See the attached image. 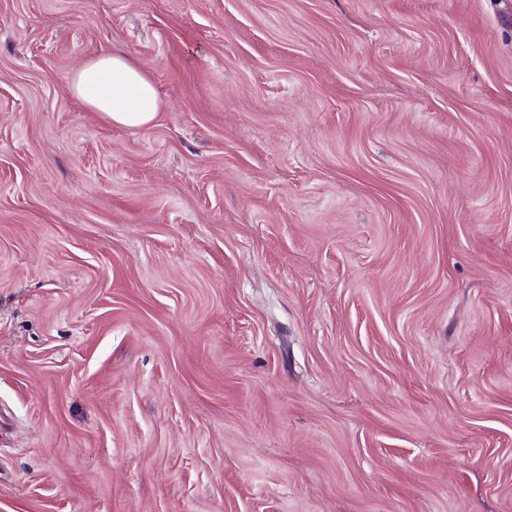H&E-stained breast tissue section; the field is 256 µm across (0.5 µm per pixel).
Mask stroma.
<instances>
[{
  "mask_svg": "<svg viewBox=\"0 0 512 512\" xmlns=\"http://www.w3.org/2000/svg\"><path fill=\"white\" fill-rule=\"evenodd\" d=\"M0 512H512L505 0H0ZM70 87L85 107L127 128L149 125L160 105L155 85L140 65L121 51L91 56L72 74Z\"/></svg>",
  "mask_w": 512,
  "mask_h": 512,
  "instance_id": "1",
  "label": "stroma"
}]
</instances>
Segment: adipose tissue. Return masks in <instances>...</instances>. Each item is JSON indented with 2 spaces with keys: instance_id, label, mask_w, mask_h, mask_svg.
Segmentation results:
<instances>
[{
  "instance_id": "1",
  "label": "adipose tissue",
  "mask_w": 512,
  "mask_h": 512,
  "mask_svg": "<svg viewBox=\"0 0 512 512\" xmlns=\"http://www.w3.org/2000/svg\"><path fill=\"white\" fill-rule=\"evenodd\" d=\"M70 87L85 107L127 128L149 125L160 105L155 85L135 60L120 51L91 56L72 74Z\"/></svg>"
}]
</instances>
